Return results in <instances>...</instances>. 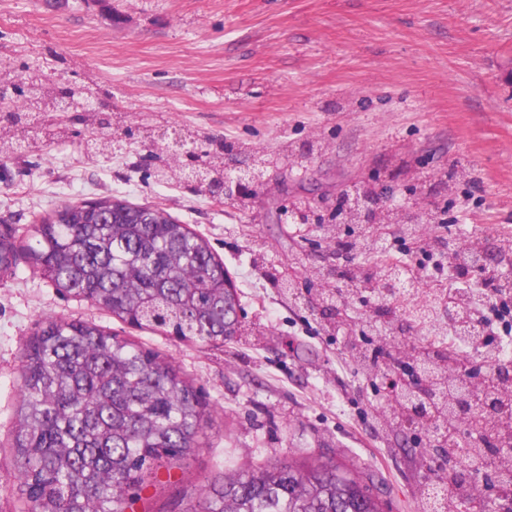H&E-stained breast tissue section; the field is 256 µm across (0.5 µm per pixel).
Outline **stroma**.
Returning <instances> with one entry per match:
<instances>
[{"label":"stroma","instance_id":"35a3bbf8","mask_svg":"<svg viewBox=\"0 0 512 512\" xmlns=\"http://www.w3.org/2000/svg\"><path fill=\"white\" fill-rule=\"evenodd\" d=\"M0 59L40 61L75 89L98 83L101 112L132 130L108 158L84 153V130L1 162L0 224L25 232L46 211L108 196L160 206L208 238L242 306L237 334L204 345L131 328L25 262L0 279V512L24 508L11 476L23 343L45 320L78 318L170 356L212 414L201 448L148 471L125 512H197L216 473L284 458L336 461L371 476L386 512H423L439 459L423 430L373 424L390 396L356 362L382 303L358 295L334 319L313 308L318 284L303 273L390 262L451 286L402 224L378 227L390 252L337 257V240L369 230L332 218L359 179L401 202L431 196L443 221L426 237L481 240L488 264L512 271V0H0ZM162 127L223 144L232 171L255 151L307 162L269 168L252 202L200 195L161 177L142 132ZM304 196L314 223L283 222Z\"/></svg>","mask_w":512,"mask_h":512}]
</instances>
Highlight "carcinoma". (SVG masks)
<instances>
[{"instance_id": "1", "label": "carcinoma", "mask_w": 512, "mask_h": 512, "mask_svg": "<svg viewBox=\"0 0 512 512\" xmlns=\"http://www.w3.org/2000/svg\"><path fill=\"white\" fill-rule=\"evenodd\" d=\"M59 94L43 73L26 67L11 94L16 111L0 125V158L38 148L41 131L67 133L52 106ZM194 147L179 173L200 160L196 190L224 179V159ZM91 155L117 154L115 135L85 145ZM29 263L61 294L87 300L140 329H162L184 340L224 342L225 320L239 304L237 289L210 242L154 205L118 197L67 204L47 212L26 237L0 231V275ZM444 289L405 309H426L436 321ZM448 354H420L423 376L453 364ZM20 420L12 443L15 478L25 512H124L126 495L155 466L174 465L196 451L210 424L192 382L159 352L120 339L85 320H49L23 344ZM500 408L499 441L512 440V400L490 392ZM202 512H383L360 476L332 461L306 469L283 459L223 474L202 489Z\"/></svg>"}]
</instances>
